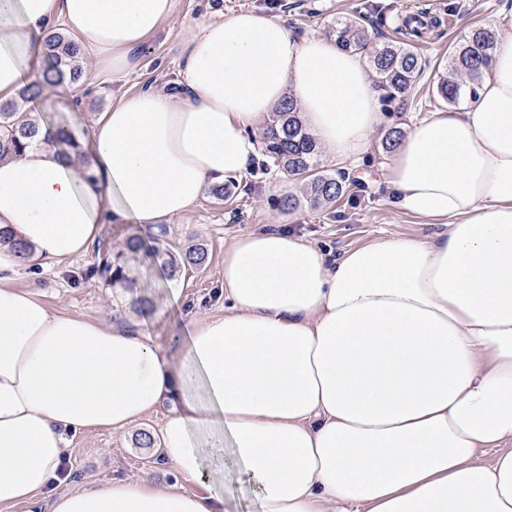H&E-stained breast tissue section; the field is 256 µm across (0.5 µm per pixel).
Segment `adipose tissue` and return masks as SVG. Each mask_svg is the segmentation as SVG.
I'll use <instances>...</instances> for the list:
<instances>
[{
    "label": "adipose tissue",
    "mask_w": 512,
    "mask_h": 512,
    "mask_svg": "<svg viewBox=\"0 0 512 512\" xmlns=\"http://www.w3.org/2000/svg\"><path fill=\"white\" fill-rule=\"evenodd\" d=\"M173 11L0 0V100L37 81L54 24L123 77ZM290 98L339 161L381 122L361 54L239 11L185 42L176 90L102 114L81 142L91 169L46 129L0 161V512L60 480L67 433L124 429L165 401L162 457L185 485L68 490L51 512H223L232 472L256 485L255 512H512V32L465 106L411 126L383 168L399 208L441 230L335 259L283 231L240 235L223 314L184 313L177 360L140 322L54 311L16 287L30 259L87 253L106 224L150 232L243 177L255 129Z\"/></svg>",
    "instance_id": "ef3b65f1"
}]
</instances>
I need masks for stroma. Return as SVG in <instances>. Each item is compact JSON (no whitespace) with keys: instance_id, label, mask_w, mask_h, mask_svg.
Returning <instances> with one entry per match:
<instances>
[{"instance_id":"1","label":"stroma","mask_w":512,"mask_h":512,"mask_svg":"<svg viewBox=\"0 0 512 512\" xmlns=\"http://www.w3.org/2000/svg\"><path fill=\"white\" fill-rule=\"evenodd\" d=\"M222 2L225 14L253 10L277 16L299 35L325 36L336 19L359 16L364 23L376 26L381 40L390 41L396 39L403 18L424 10L434 16H450L451 23L417 40L416 49L428 66L412 87L406 109L383 113L365 160L355 167L320 155L323 169L346 172L353 181L352 189L335 207L314 206L304 199L293 211H279L276 199L297 193L298 187L265 158L257 161L244 179L234 181L229 196L220 200L204 193L186 213L163 222L138 253H128L124 247L126 240L136 235L135 225L107 224L99 243L87 254L60 267H26L17 281L18 287L36 292L53 310L107 323L140 319L149 336L175 357L180 354L175 338L183 310L223 314L224 249L237 235L285 230L336 256L379 235L423 232L421 219L400 210L381 183L380 172L389 159L382 148V136L391 126L405 129L430 113L445 110L435 87L446 73L452 47L472 26L486 23L491 17L512 20V0H280L276 5L270 0ZM212 18L209 0H176L172 18L138 52L135 71L114 78L96 60L86 58L81 87L58 86L39 98L35 112L40 123L52 130L66 129L80 141L122 94L148 87L162 92L173 90L183 43ZM194 244L205 249L202 265L185 264L179 271H171L170 255L182 254ZM106 261L121 265L127 285L140 296L139 305H126L123 289L112 285L102 269ZM169 410V405H162L124 429H91L69 435L73 465L61 490L100 488L115 480L159 487L181 485V475L160 460L158 445L146 448L141 443L142 434L158 437Z\"/></svg>"}]
</instances>
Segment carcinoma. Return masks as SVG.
Masks as SVG:
<instances>
[{
    "label": "carcinoma",
    "instance_id": "1",
    "mask_svg": "<svg viewBox=\"0 0 512 512\" xmlns=\"http://www.w3.org/2000/svg\"><path fill=\"white\" fill-rule=\"evenodd\" d=\"M336 43L344 50L368 54L375 86L384 102L406 97L422 75L425 63L410 43L374 42V31L352 18L336 21L332 27ZM496 32L485 26L472 28L458 41L448 56V75L437 86V94L448 104H455L480 85L489 64ZM44 69L39 82L25 87L23 101L40 97L47 86L75 84L83 74L84 57L80 44L53 29L44 41ZM39 124L30 113L19 110L15 101L0 103V160L26 148L37 134ZM265 155L289 177L301 182L305 197L315 204L334 203L349 189L345 174L319 171L317 147L297 116L292 100H287L263 133Z\"/></svg>",
    "mask_w": 512,
    "mask_h": 512
}]
</instances>
